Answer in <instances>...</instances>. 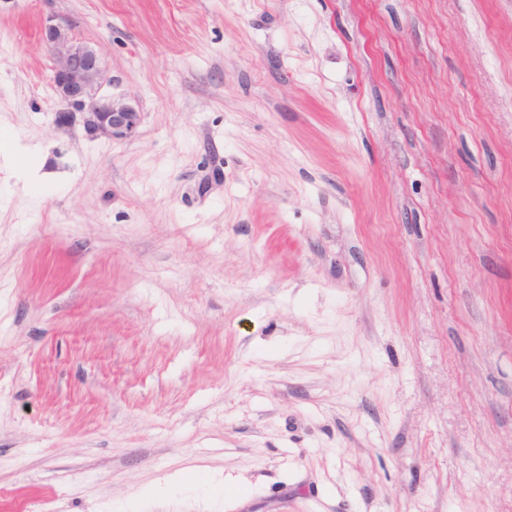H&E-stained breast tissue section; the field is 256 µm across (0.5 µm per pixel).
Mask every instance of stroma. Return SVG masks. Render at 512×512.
Here are the masks:
<instances>
[{
    "mask_svg": "<svg viewBox=\"0 0 512 512\" xmlns=\"http://www.w3.org/2000/svg\"><path fill=\"white\" fill-rule=\"evenodd\" d=\"M0 512H512V0H0ZM41 34L53 60L49 83L60 102L53 112L55 125L67 127L79 118L92 137L111 141L131 138L140 123V112L112 96H98V88L107 80L99 51L77 42L69 21L55 16L45 20Z\"/></svg>",
    "mask_w": 512,
    "mask_h": 512,
    "instance_id": "1",
    "label": "stroma"
}]
</instances>
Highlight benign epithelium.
<instances>
[{"label":"benign epithelium","instance_id":"1","mask_svg":"<svg viewBox=\"0 0 512 512\" xmlns=\"http://www.w3.org/2000/svg\"><path fill=\"white\" fill-rule=\"evenodd\" d=\"M42 39L53 60L49 83L60 105L54 123L67 127L80 120L93 137L109 140L132 137L140 123V112L127 103L97 93L106 81V65L97 49L80 43L71 34L67 20L48 17L41 28Z\"/></svg>","mask_w":512,"mask_h":512}]
</instances>
